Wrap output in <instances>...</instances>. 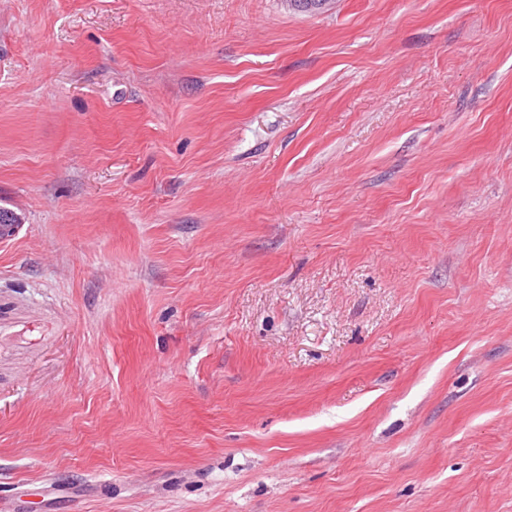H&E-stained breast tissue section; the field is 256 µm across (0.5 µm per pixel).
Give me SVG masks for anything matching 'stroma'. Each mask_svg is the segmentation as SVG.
<instances>
[{
	"instance_id": "1",
	"label": "stroma",
	"mask_w": 512,
	"mask_h": 512,
	"mask_svg": "<svg viewBox=\"0 0 512 512\" xmlns=\"http://www.w3.org/2000/svg\"><path fill=\"white\" fill-rule=\"evenodd\" d=\"M0 512H512V0H0Z\"/></svg>"
}]
</instances>
